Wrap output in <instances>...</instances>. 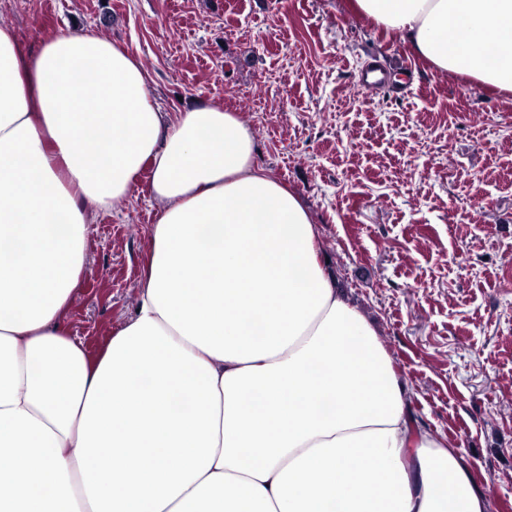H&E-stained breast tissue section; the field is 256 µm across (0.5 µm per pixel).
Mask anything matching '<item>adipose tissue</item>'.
<instances>
[{
  "label": "adipose tissue",
  "instance_id": "adipose-tissue-1",
  "mask_svg": "<svg viewBox=\"0 0 512 512\" xmlns=\"http://www.w3.org/2000/svg\"><path fill=\"white\" fill-rule=\"evenodd\" d=\"M354 6L512 93V0ZM144 171L139 302L94 358L62 324L86 226ZM316 236L238 113L165 119L122 46L0 28V512H486Z\"/></svg>",
  "mask_w": 512,
  "mask_h": 512
}]
</instances>
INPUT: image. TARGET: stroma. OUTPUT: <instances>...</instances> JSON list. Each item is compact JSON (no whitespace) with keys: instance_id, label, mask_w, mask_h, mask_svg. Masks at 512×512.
<instances>
[{"instance_id":"35a3bbf8","label":"stroma","mask_w":512,"mask_h":512,"mask_svg":"<svg viewBox=\"0 0 512 512\" xmlns=\"http://www.w3.org/2000/svg\"><path fill=\"white\" fill-rule=\"evenodd\" d=\"M0 26L27 49L68 30L124 46L169 117L241 114L420 425L464 457L487 512H512V95L435 72L349 0H0ZM372 62L408 93L361 89ZM156 211L143 175L88 226L65 325L91 351L135 311Z\"/></svg>"}]
</instances>
